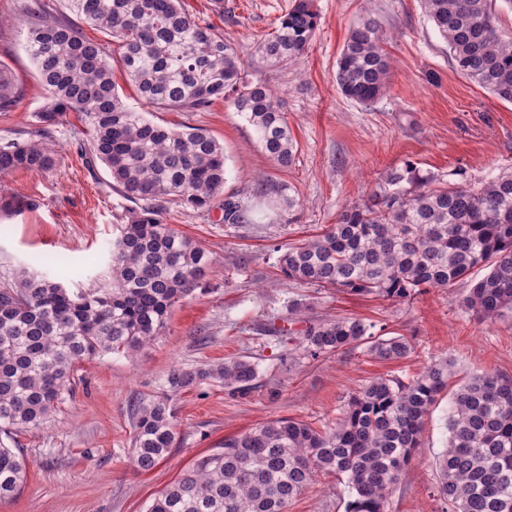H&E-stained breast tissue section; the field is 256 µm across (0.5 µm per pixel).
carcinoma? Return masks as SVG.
Returning <instances> with one entry per match:
<instances>
[{"mask_svg": "<svg viewBox=\"0 0 512 512\" xmlns=\"http://www.w3.org/2000/svg\"><path fill=\"white\" fill-rule=\"evenodd\" d=\"M71 13L112 37V50L67 17L27 0L26 48L48 93L36 114L38 137L0 143V176L47 172L55 164L53 128L76 112L87 128L86 162H102L113 187L134 207L112 239V284L72 291L62 280L23 269L0 280V435L46 424L75 383L78 363L129 354L166 328L171 309L195 294L211 265L206 250L166 222L167 205L205 208L224 189V150L204 130L166 128L128 107L115 71L148 106L200 111L231 102L280 167L294 158L281 99L249 80L242 51L214 26L192 17L181 0H67ZM448 43L455 68L499 99L512 102V33L499 29L496 0H421ZM319 26L314 0H294L275 31L256 42L269 66L303 56ZM390 57L378 21L356 23L336 62L341 93L371 105L386 93ZM21 97L0 64V111ZM411 187H406V184ZM390 189L345 211L318 235L292 243L278 257L283 276L300 286L404 301L427 288L466 287L460 306L483 321L512 314V173L471 187L432 175L395 171ZM37 208L0 187V212ZM224 223L249 224L250 208L233 196ZM487 273L474 278V270ZM374 325L343 317L311 324L297 347L317 357L366 346L381 361L408 356L403 336H375ZM455 362L441 359L407 379L377 377L344 408L336 426L320 430L295 418L269 420L197 459L147 512H287L313 477L333 474L352 493L347 512H387L389 498L420 447L425 417L448 388ZM258 364L227 359L216 366L174 369L168 393L134 405L133 464L148 472L176 439L173 396L207 379L246 394ZM438 492L448 512H512V376L476 371L453 393L448 444L439 458ZM24 478L20 453L0 440V500Z\"/></svg>", "mask_w": 512, "mask_h": 512, "instance_id": "obj_1", "label": "carcinoma"}]
</instances>
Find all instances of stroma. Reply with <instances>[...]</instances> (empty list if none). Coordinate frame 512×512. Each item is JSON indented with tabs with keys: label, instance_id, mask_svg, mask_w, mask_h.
Here are the masks:
<instances>
[{
	"label": "stroma",
	"instance_id": "obj_1",
	"mask_svg": "<svg viewBox=\"0 0 512 512\" xmlns=\"http://www.w3.org/2000/svg\"><path fill=\"white\" fill-rule=\"evenodd\" d=\"M22 0H0V64L22 89L18 103L0 112V142L27 138L47 93L25 48ZM196 19L218 28L225 40L246 48L250 80L274 89L283 101L295 140L289 167L264 152L258 135L230 102L202 112L146 110L162 126L203 129L224 149V192L252 207L251 224H228L219 205L169 206V223L195 238L212 265L195 297L171 312L162 334L134 356L107 354L83 361L59 412L41 429L16 433L26 472L20 491L0 501V512H146L153 498L199 456L225 438L279 418L334 426L348 399L374 377L409 378L433 362L453 358L459 374L496 370L512 375V317L483 322L460 307L459 288H430L392 302L298 287L285 282L278 248L322 232L346 209L386 188L391 172L415 168L477 186L512 172V103L501 100L456 70L448 45L420 0H316L320 24L297 61L269 67L249 55L254 42L273 32L291 0H184ZM372 13L393 62L385 96L370 106L346 99L336 83V61L351 27ZM67 114L52 137L55 167L16 171L0 178L15 193L38 201L20 216L0 215V278L36 259L65 257L79 264L71 289L103 283L108 247L126 223L129 202L112 187L103 164L85 166L84 136ZM284 186V195L254 196L258 178ZM294 206H287V199ZM306 303L305 320L288 323L293 300ZM356 317L378 336H403L408 357L383 362L365 347L332 356L305 357L294 332L303 323ZM230 358L259 365L249 394H231L207 380L173 400L176 440L152 470L132 465L135 401L161 395L176 368H199ZM448 395L431 408L421 446L389 499L387 512H445L437 493V457L447 444ZM347 486L330 475L288 512H346Z\"/></svg>",
	"mask_w": 512,
	"mask_h": 512
}]
</instances>
